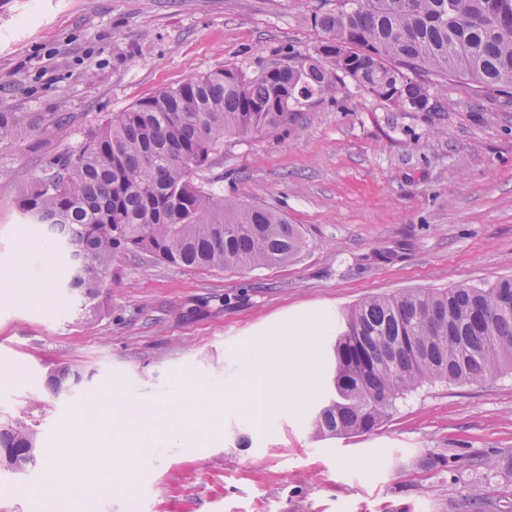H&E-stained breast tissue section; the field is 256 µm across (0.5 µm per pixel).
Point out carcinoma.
<instances>
[{
  "label": "carcinoma",
  "instance_id": "carcinoma-1",
  "mask_svg": "<svg viewBox=\"0 0 512 512\" xmlns=\"http://www.w3.org/2000/svg\"><path fill=\"white\" fill-rule=\"evenodd\" d=\"M489 0H324L312 22L325 38L277 50L256 74L226 66L158 89L92 131L78 150L43 165L16 198L66 254V288L82 316L97 310L112 259L148 255L178 267L254 270L292 261L305 247L296 224L270 207L224 196L205 177L224 143L276 133L305 108L336 99L351 82L396 110L433 112L448 85L470 82L512 103V21ZM52 119L0 112V142ZM334 371L310 427L317 438L372 433L396 401L437 382L479 383L512 371V278L483 286L368 296L332 331ZM88 376L64 366L49 375L56 397ZM38 425L0 419V472L24 474L41 459ZM512 488V464L483 461Z\"/></svg>",
  "mask_w": 512,
  "mask_h": 512
}]
</instances>
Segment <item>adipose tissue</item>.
<instances>
[{"label": "adipose tissue", "instance_id": "ef3b65f1", "mask_svg": "<svg viewBox=\"0 0 512 512\" xmlns=\"http://www.w3.org/2000/svg\"><path fill=\"white\" fill-rule=\"evenodd\" d=\"M314 333L311 326L274 331L267 337L265 363L242 377L236 385L228 387L226 392L209 391L206 403L202 404L187 391L177 400L161 402L158 409L164 412L176 406L180 411L193 412L199 418L214 421L224 408L225 397H242L252 421L257 427H264L285 401L302 402L311 391ZM156 440L152 423L142 416L131 415L120 401L83 404L62 427V445L47 458L44 484L51 487L69 482L75 491H82V473L73 471L66 462L68 444L80 442L90 448L84 459L85 471L93 473L101 486L113 488L116 469H123L129 478L137 474V467L125 463L132 450L150 447Z\"/></svg>", "mask_w": 512, "mask_h": 512}]
</instances>
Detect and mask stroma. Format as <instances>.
<instances>
[{"label":"stroma","instance_id":"stroma-1","mask_svg":"<svg viewBox=\"0 0 512 512\" xmlns=\"http://www.w3.org/2000/svg\"><path fill=\"white\" fill-rule=\"evenodd\" d=\"M319 3L0 0V112L58 121L52 135L0 144V271L28 241L27 275L49 294L21 303L0 288V412L45 399L33 418L48 443L90 398L128 388L149 413L184 387L236 381L245 356L264 358L271 328L329 327L371 295L512 277V109L452 80L433 112H399L349 84L287 131L225 146L209 179L300 225L292 262L203 271L119 254L87 319L60 289L43 226L13 204L32 174L161 87L315 45ZM314 350V389L266 431L226 406L217 435L191 429L195 449L169 444L126 493L90 492L85 512H512V493L476 466L512 463V373L424 388L378 431L320 440L309 419L325 393V336ZM65 365L92 379L52 398L45 380ZM42 481L39 468L0 473V512H44Z\"/></svg>","mask_w":512,"mask_h":512}]
</instances>
